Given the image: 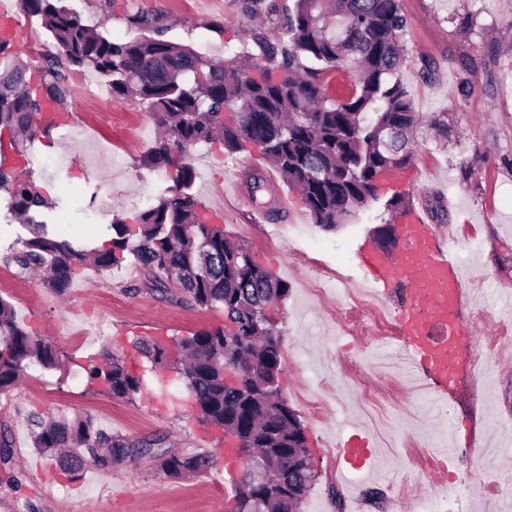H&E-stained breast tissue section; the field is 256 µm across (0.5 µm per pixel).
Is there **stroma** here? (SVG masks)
<instances>
[{
	"mask_svg": "<svg viewBox=\"0 0 512 512\" xmlns=\"http://www.w3.org/2000/svg\"><path fill=\"white\" fill-rule=\"evenodd\" d=\"M289 0H67L82 19L99 25L113 40L135 31L130 16L160 18L169 40L210 58L244 46L252 30L267 24L269 4ZM408 21L407 60L401 78L421 123L412 135V154L401 166L399 190L408 206L423 210L439 231L457 239L456 259L478 287H467V322L477 324L480 341L494 340L497 361L491 372H477L470 358L457 366V393L437 409L424 393L411 396L404 409H391L395 378L382 370L398 339L381 343L366 328L360 311H348V297L311 300L304 284L317 265L340 267L354 288L371 282L358 258L363 240L395 251V234L383 231L382 201L360 210L354 223L328 230L314 224L297 189L279 182L292 203L272 217L252 198L246 172H267L272 164L259 148L236 153L220 145L192 151L194 193L209 213L222 216L225 232L249 246L263 269L287 281L289 293L272 314L281 345L290 358L279 376L283 396L297 412L308 438L318 477L300 512H352L355 499L368 501L366 512H398L389 507L391 487L409 486L408 501L431 500L438 512H512V329L491 336L484 317L499 313L512 326V0H401ZM85 68L67 75L65 110L79 113L78 126L60 122L59 112L38 117L39 129L27 144V171L52 206L41 220L88 249L112 237L113 218H125L154 205L167 187L162 173L142 167L160 131L142 107L110 101L119 119L101 123L95 101L76 90L89 77ZM44 156L56 165H41ZM445 201L448 214L438 220L433 206ZM139 267L76 272L65 294L45 288L39 278L18 281L0 261V297L12 303L19 321L33 336L50 341L59 354L52 369L30 366L17 386L0 394V422L12 428L13 465L0 466V512H226L238 471L216 463L205 475L167 478L141 460L123 467L88 466L71 480L30 446V415H91L104 429L130 437L164 435L171 447L210 451L223 447L221 430L198 423L190 400H170L145 390L134 401L109 396L88 385L89 357L110 350L138 373L143 362L135 339H174L223 323L219 310L186 308L148 294ZM112 320L100 328L105 307ZM347 313L349 330H338L337 313ZM82 340L67 341L66 327ZM377 385V402L361 405L363 383ZM324 397L320 413L308 399ZM377 446L375 469L363 476L348 465L334 466L329 451L353 435Z\"/></svg>",
	"mask_w": 512,
	"mask_h": 512,
	"instance_id": "35a3bbf8",
	"label": "stroma"
}]
</instances>
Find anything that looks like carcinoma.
Wrapping results in <instances>:
<instances>
[{"label":"carcinoma","instance_id":"obj_1","mask_svg":"<svg viewBox=\"0 0 512 512\" xmlns=\"http://www.w3.org/2000/svg\"><path fill=\"white\" fill-rule=\"evenodd\" d=\"M20 11L41 20L57 52L44 58L49 80L29 86L26 68L0 69V127L32 138L37 116L49 104H64L65 70L91 68L105 79L112 98L141 103L165 137L144 165L173 182L133 221L111 224L110 247L93 256L49 235L36 215L48 202L23 171L0 169V191L22 216L29 237L3 256L25 278L44 272L43 284L62 294L78 267H121L133 255L147 293L177 305L221 310L225 326L175 341L185 360L153 338L134 343L150 370L169 373L156 391L170 394L182 383L197 408V420L224 431L237 445L241 476L227 512H298L316 479L305 428L281 395L284 369L280 329L269 307L288 295V284L256 266L247 245L224 234L204 215L192 192L191 150L220 142L228 152L254 145L299 189L314 223L327 229L350 224L375 199L383 169L411 156L408 134L422 117L413 110L399 70L404 58L406 17L400 0H292L277 33L252 31L255 50L243 48L256 80L232 60L216 62L165 37L158 18L129 19L139 35L113 41L64 5V0H19ZM345 64L355 73L348 97L338 102L326 88L328 73ZM177 148L174 161L171 148ZM53 344L18 321L0 298V393L11 391L28 365H58ZM87 380L102 384L117 400L133 401L145 386L122 358L103 352L90 358ZM32 446L61 471L78 479L88 462L124 466L148 460L168 477L206 473L213 454L174 451L158 436L133 439L113 434L90 416H37L30 421ZM12 432L0 425V466L12 461Z\"/></svg>","mask_w":512,"mask_h":512}]
</instances>
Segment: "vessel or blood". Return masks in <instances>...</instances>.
Here are the masks:
<instances>
[{
	"instance_id": "b4317fda",
	"label": "vessel or blood",
	"mask_w": 512,
	"mask_h": 512,
	"mask_svg": "<svg viewBox=\"0 0 512 512\" xmlns=\"http://www.w3.org/2000/svg\"><path fill=\"white\" fill-rule=\"evenodd\" d=\"M400 243L395 255L368 242L359 252L379 293L403 286L398 315L401 369L422 376L432 401L440 404L453 396L454 363L467 341L476 337L473 326L463 320L460 265L449 255L444 236L420 210L402 216Z\"/></svg>"
}]
</instances>
